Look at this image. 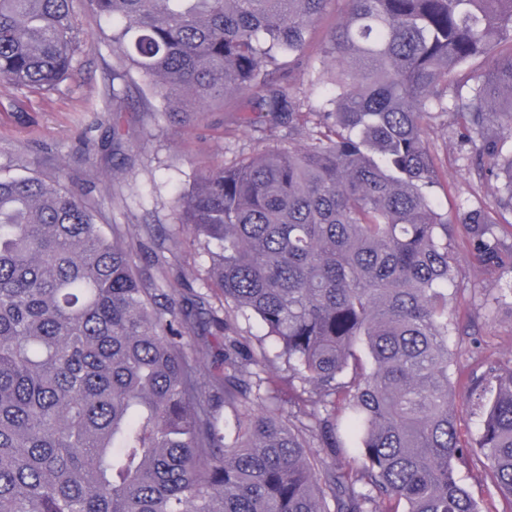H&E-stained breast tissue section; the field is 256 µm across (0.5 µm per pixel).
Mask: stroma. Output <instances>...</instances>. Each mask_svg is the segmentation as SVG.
I'll use <instances>...</instances> for the list:
<instances>
[{
	"mask_svg": "<svg viewBox=\"0 0 512 512\" xmlns=\"http://www.w3.org/2000/svg\"><path fill=\"white\" fill-rule=\"evenodd\" d=\"M75 10L80 48L71 79L50 90L22 92L0 78V170L24 167L80 191L100 224L119 226L131 241L143 277L177 280V292L189 287L205 293L211 309L223 312V296L208 285V251L179 230L172 198L195 173L287 143L288 131L243 123L250 109L245 95H229L200 109L191 123L170 122L157 99L140 94L136 75L128 81L126 99L113 106L112 67L118 54L106 39L109 24L88 0H77ZM116 120L125 133L118 152L112 149L110 129ZM452 122L449 116L428 122L442 182L437 191L441 208L455 216L461 202L473 197L496 212L498 184L479 181L477 160L455 135ZM448 245L457 260L448 285V311L459 325L448 341L457 386L454 410L461 437L468 441L481 410L468 394L470 373L485 360L512 362V304L498 301L495 292L496 286L512 282V263L480 264L459 224ZM160 256L170 264L164 274L156 264Z\"/></svg>",
	"mask_w": 512,
	"mask_h": 512,
	"instance_id": "stroma-1",
	"label": "stroma"
}]
</instances>
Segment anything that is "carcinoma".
Segmentation results:
<instances>
[{
    "instance_id": "1",
    "label": "carcinoma",
    "mask_w": 512,
    "mask_h": 512,
    "mask_svg": "<svg viewBox=\"0 0 512 512\" xmlns=\"http://www.w3.org/2000/svg\"><path fill=\"white\" fill-rule=\"evenodd\" d=\"M74 2L0 0V78L24 91L72 76ZM90 2L122 60L112 99L135 71L181 124L244 93L288 144L173 199L176 223L217 247L222 318L137 275L81 193L0 176V512H483L457 477L474 456L512 504V367L470 377L486 409L474 444L457 430L454 262L425 130L452 114L512 215V0H345L315 109L265 68L306 57L331 0ZM456 223L485 265L512 253L479 204ZM233 311L288 376H259L266 349L237 336ZM201 329L224 336L205 381L188 343ZM341 415L356 471L307 451L345 447Z\"/></svg>"
}]
</instances>
